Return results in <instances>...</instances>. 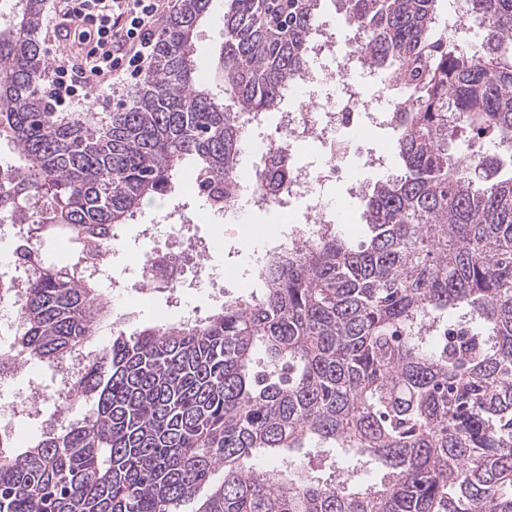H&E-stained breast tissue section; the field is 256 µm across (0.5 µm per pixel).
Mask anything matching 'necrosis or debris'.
Here are the masks:
<instances>
[{
  "instance_id": "1",
  "label": "necrosis or debris",
  "mask_w": 512,
  "mask_h": 512,
  "mask_svg": "<svg viewBox=\"0 0 512 512\" xmlns=\"http://www.w3.org/2000/svg\"><path fill=\"white\" fill-rule=\"evenodd\" d=\"M358 43V38H348L346 50H339L327 23H320L310 42L309 65L298 72L284 92L285 97L294 99V107L278 112L273 134L260 133L269 119L265 112L245 127V138L254 146L265 179L235 182L233 203L221 209L211 205L206 208L211 217L240 224L244 218L236 199L241 194H248L252 208L257 211L283 212L290 200H308L306 218L289 217L290 231L285 239L257 252L254 267H261L288 248L307 247L322 235L335 231L340 218L335 206L323 199L322 190L341 181L351 198H359L365 185L362 167L383 168L388 163V155L381 152L372 154L365 166L353 162L359 144L372 140L385 129L391 115L381 96L350 92L355 79L368 72L360 63ZM317 82L328 84V91L317 101L303 102L306 89ZM300 144L316 147V162L306 163L298 157L296 147ZM210 247V242L205 240L177 237L166 248L145 252L140 270L146 281L163 283L172 294L181 295L202 286L214 301L220 302L230 291L224 280L210 274L203 263ZM88 357L85 350L72 355L54 369L52 384L30 382L31 403L63 399L82 374Z\"/></svg>"
}]
</instances>
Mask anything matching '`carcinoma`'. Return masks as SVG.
Returning a JSON list of instances; mask_svg holds the SVG:
<instances>
[{"label":"carcinoma","instance_id":"obj_1","mask_svg":"<svg viewBox=\"0 0 512 512\" xmlns=\"http://www.w3.org/2000/svg\"><path fill=\"white\" fill-rule=\"evenodd\" d=\"M0 29V139L16 150L0 216L27 225L21 357L49 368L101 327L100 282L32 260L63 233L112 252L144 200L229 183L242 126L308 62L320 0H224L216 80L196 79L211 0H180L121 112H51L37 92L45 0ZM438 0H336L368 64L402 96V170L340 232L265 270L264 288L201 319L117 330L29 448L0 441V512H512V0H465L476 46L439 31ZM507 154L473 161L455 132ZM465 330L437 344L430 323ZM340 449L323 478L293 459ZM278 468L262 469L260 456ZM371 470L375 479L357 480Z\"/></svg>","mask_w":512,"mask_h":512}]
</instances>
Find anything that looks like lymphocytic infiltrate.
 Wrapping results in <instances>:
<instances>
[{"mask_svg":"<svg viewBox=\"0 0 512 512\" xmlns=\"http://www.w3.org/2000/svg\"><path fill=\"white\" fill-rule=\"evenodd\" d=\"M168 0H58L76 46L49 60L51 111L93 112L121 101L152 67Z\"/></svg>","mask_w":512,"mask_h":512,"instance_id":"f902f5d3","label":"lymphocytic infiltrate"}]
</instances>
